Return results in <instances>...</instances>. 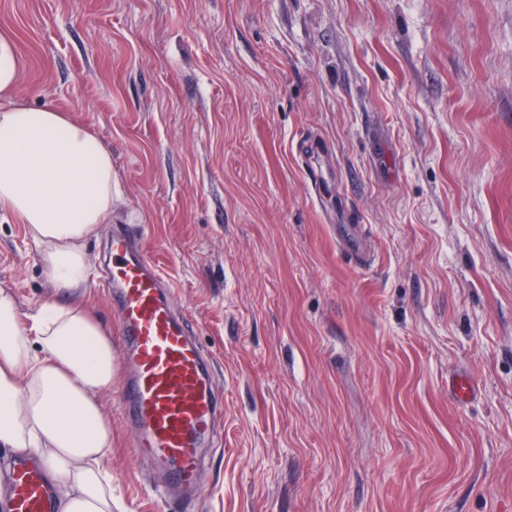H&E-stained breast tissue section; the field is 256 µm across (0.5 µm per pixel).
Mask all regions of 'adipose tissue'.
I'll return each instance as SVG.
<instances>
[{"label": "adipose tissue", "mask_w": 512, "mask_h": 512, "mask_svg": "<svg viewBox=\"0 0 512 512\" xmlns=\"http://www.w3.org/2000/svg\"><path fill=\"white\" fill-rule=\"evenodd\" d=\"M20 70L0 37V212L24 225L47 280L70 300L24 326L15 295L0 289V449L37 454L59 512H112V423L101 396L116 355L81 301L85 244L112 214V154L54 108L17 104Z\"/></svg>", "instance_id": "ef3b65f1"}]
</instances>
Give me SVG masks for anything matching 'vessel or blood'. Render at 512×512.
I'll use <instances>...</instances> for the list:
<instances>
[{"mask_svg": "<svg viewBox=\"0 0 512 512\" xmlns=\"http://www.w3.org/2000/svg\"><path fill=\"white\" fill-rule=\"evenodd\" d=\"M337 242L358 264L370 263L356 230ZM111 253L108 278L126 368L123 416L136 435L133 453L161 474L164 488L195 491L201 450L224 416L214 363L195 343L187 320L175 313L172 288L149 254L142 225L114 232ZM9 492L12 512H55L51 483L28 460L14 463Z\"/></svg>", "mask_w": 512, "mask_h": 512, "instance_id": "obj_1", "label": "vessel or blood"}]
</instances>
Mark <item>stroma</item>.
I'll return each mask as SVG.
<instances>
[{
	"label": "stroma",
	"instance_id": "obj_1",
	"mask_svg": "<svg viewBox=\"0 0 512 512\" xmlns=\"http://www.w3.org/2000/svg\"><path fill=\"white\" fill-rule=\"evenodd\" d=\"M0 35L18 102L112 153L87 307L120 347L108 241L145 225L224 395L173 501L115 376L112 512H512V0H0ZM1 288L23 320L58 298L3 216ZM338 244L345 248L358 264L365 266L371 262L372 256L366 241L355 229H348L345 234L337 238Z\"/></svg>",
	"mask_w": 512,
	"mask_h": 512
}]
</instances>
